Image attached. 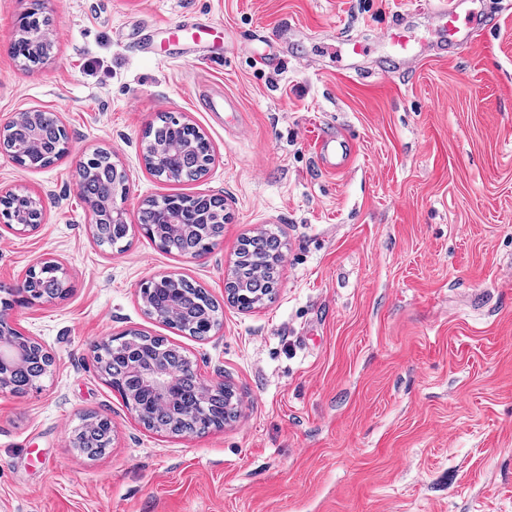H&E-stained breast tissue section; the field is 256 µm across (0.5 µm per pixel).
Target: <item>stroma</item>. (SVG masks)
Listing matches in <instances>:
<instances>
[{"mask_svg": "<svg viewBox=\"0 0 512 512\" xmlns=\"http://www.w3.org/2000/svg\"><path fill=\"white\" fill-rule=\"evenodd\" d=\"M32 4L0 0V122L50 113L70 144L40 170L0 155V189L47 210L35 232L0 223V286L52 260L68 292L13 312L55 362L40 389L0 391V512H512V0H466L485 23L470 45L433 0H44L51 48L35 68L11 52ZM404 10L411 43L445 46L413 71L381 40ZM187 18L228 29L218 59L169 52L165 28ZM146 32L157 55L134 47ZM350 39L358 75L341 70ZM215 84L219 123L202 105ZM161 113L206 135L205 176L150 174L143 132ZM335 129L355 153L330 174L315 143ZM97 150L126 176L114 205L130 220L148 199L218 197L222 238L197 259L138 227L125 251L98 245L76 185ZM265 229L284 244L278 288L243 311L225 274ZM162 273L219 303L215 336L145 314L140 285ZM129 330L230 384L239 418L191 437L146 429L94 362ZM91 415L112 420L96 457L71 443Z\"/></svg>", "mask_w": 512, "mask_h": 512, "instance_id": "35a3bbf8", "label": "stroma"}]
</instances>
